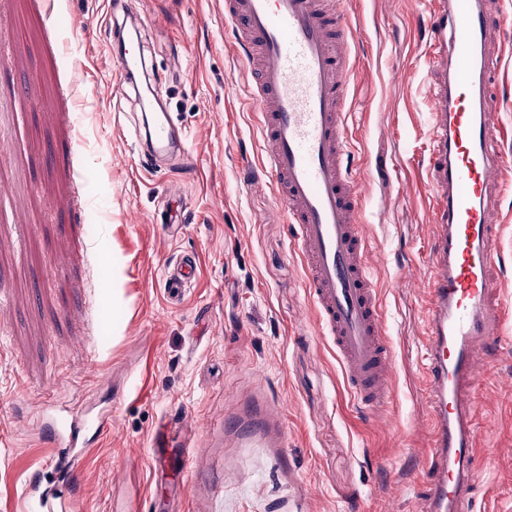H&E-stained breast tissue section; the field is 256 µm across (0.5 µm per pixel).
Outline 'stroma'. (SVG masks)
<instances>
[{
    "label": "stroma",
    "mask_w": 512,
    "mask_h": 512,
    "mask_svg": "<svg viewBox=\"0 0 512 512\" xmlns=\"http://www.w3.org/2000/svg\"><path fill=\"white\" fill-rule=\"evenodd\" d=\"M353 8L350 161L394 357L392 403L374 414L308 303L224 0H0V512H22L50 397L114 414L65 487L82 512H422L431 0ZM127 17L185 126L186 156L152 169L135 93L103 92L122 82L109 56ZM172 192L187 212L174 239L155 219ZM499 208L493 273L512 301V194ZM184 252L198 274L174 306L160 283ZM502 345L477 378L471 512H512V321ZM169 411V447L194 443L185 478L147 453Z\"/></svg>",
    "instance_id": "stroma-1"
}]
</instances>
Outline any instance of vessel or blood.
<instances>
[{
    "mask_svg": "<svg viewBox=\"0 0 512 512\" xmlns=\"http://www.w3.org/2000/svg\"><path fill=\"white\" fill-rule=\"evenodd\" d=\"M352 12L350 0H224V19L255 74L247 100L260 117L262 166L296 231L310 301L352 395L380 412L393 397V359L367 275L361 190L346 160ZM428 28L435 137L426 175L435 205L423 376L429 447L420 472L424 512H469L479 362L501 351V329L512 318V306L494 302L491 277L500 235L495 209L512 187V154L498 145L492 106L505 56L487 51L494 15L486 0H433ZM113 60L134 79L144 63L138 39L127 38ZM146 141L151 166L182 138L160 110L150 117ZM196 272L190 255L167 267L171 304L183 301ZM111 428V412L93 416L79 401H48L39 435L51 450L43 472L23 485V512H77L61 485Z\"/></svg>",
    "mask_w": 512,
    "mask_h": 512,
    "instance_id": "b4317fda",
    "label": "vessel or blood"
}]
</instances>
